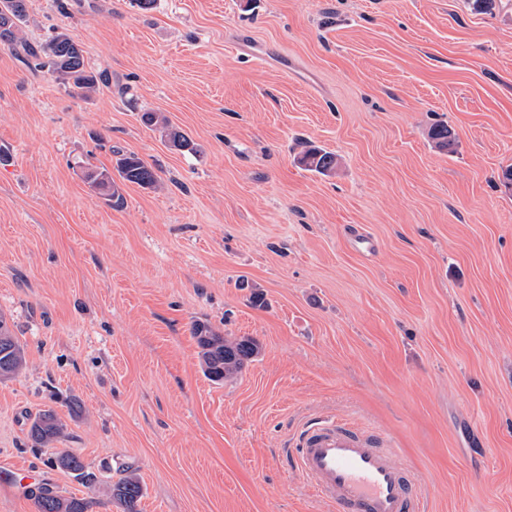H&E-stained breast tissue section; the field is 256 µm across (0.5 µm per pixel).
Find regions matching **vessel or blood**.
<instances>
[{
  "instance_id": "obj_1",
  "label": "vessel or blood",
  "mask_w": 512,
  "mask_h": 512,
  "mask_svg": "<svg viewBox=\"0 0 512 512\" xmlns=\"http://www.w3.org/2000/svg\"><path fill=\"white\" fill-rule=\"evenodd\" d=\"M298 471L335 512H420L415 479L376 434L321 420L294 438Z\"/></svg>"
}]
</instances>
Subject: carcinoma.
<instances>
[{"label":"carcinoma","mask_w":512,"mask_h":512,"mask_svg":"<svg viewBox=\"0 0 512 512\" xmlns=\"http://www.w3.org/2000/svg\"><path fill=\"white\" fill-rule=\"evenodd\" d=\"M26 16V0H0V44L15 50L28 66L45 69L66 83L80 96H87L107 83L101 74L88 70L83 50L63 31H57L43 44H32L22 36V24ZM141 120L154 127L162 137L177 149L190 146L188 138L171 125L169 119L160 112H144ZM429 137L443 150L455 151V137L446 124H436L429 130ZM299 163L307 170L322 175L336 173L339 160L335 153L310 146L299 157ZM115 170L123 181L145 188H154L158 178L153 167L135 154H117ZM84 178L91 190L112 200H119L112 174L107 169L88 167ZM205 376L212 382H221L238 373L246 360L258 351L251 339L229 341L210 325L196 322L192 326ZM25 363V350L19 343L6 320L0 316V379H8L18 373ZM64 431V424L50 410L31 416L28 436L32 447L48 451L45 465L52 469L66 470L74 474L91 489L98 483L95 474L86 470L81 459L73 454L52 451L50 445L58 441ZM143 495L138 477L126 473L109 484L111 501L123 512H135V506ZM36 512H88L91 501L86 498L65 497L55 486L45 483L35 493Z\"/></svg>","instance_id":"carcinoma-1"}]
</instances>
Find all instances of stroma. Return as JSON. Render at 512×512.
<instances>
[{"label":"stroma","instance_id":"obj_1","mask_svg":"<svg viewBox=\"0 0 512 512\" xmlns=\"http://www.w3.org/2000/svg\"><path fill=\"white\" fill-rule=\"evenodd\" d=\"M59 29L111 85L74 95L0 44V315L25 348L0 461L89 512L127 472L137 512H334L286 454L320 417L381 435L426 512H512V0H27L30 42ZM117 149L159 184L114 206L83 172ZM198 320L259 354L209 381ZM40 410L95 488L32 448ZM141 120L144 124L155 127L162 137L177 149H184L190 146L188 138L177 128L171 125L169 119L160 112H144ZM299 163L307 170L322 175L336 173L339 160L335 153L315 146H309L298 159Z\"/></svg>","mask_w":512,"mask_h":512}]
</instances>
